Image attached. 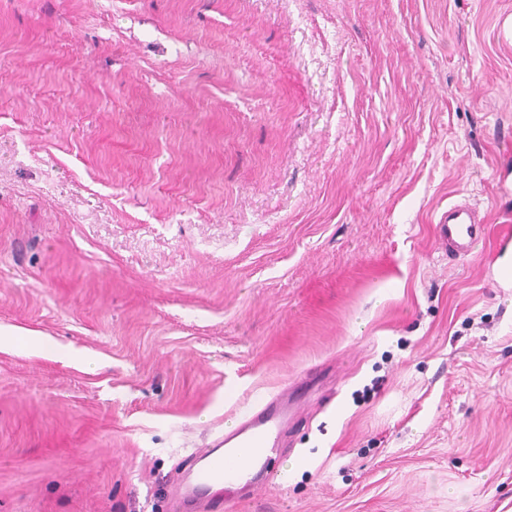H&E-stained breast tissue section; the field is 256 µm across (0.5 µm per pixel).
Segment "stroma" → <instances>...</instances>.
<instances>
[{
  "label": "stroma",
  "instance_id": "35a3bbf8",
  "mask_svg": "<svg viewBox=\"0 0 512 512\" xmlns=\"http://www.w3.org/2000/svg\"><path fill=\"white\" fill-rule=\"evenodd\" d=\"M505 15L0 0V512H168L278 394L302 469L237 512H512ZM458 196L438 221V239L448 254L473 258L488 224L487 211L468 196Z\"/></svg>",
  "mask_w": 512,
  "mask_h": 512
}]
</instances>
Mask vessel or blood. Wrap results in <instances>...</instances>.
<instances>
[{
    "label": "vessel or blood",
    "mask_w": 512,
    "mask_h": 512,
    "mask_svg": "<svg viewBox=\"0 0 512 512\" xmlns=\"http://www.w3.org/2000/svg\"><path fill=\"white\" fill-rule=\"evenodd\" d=\"M487 212L466 195H459L448 205L438 222V239L449 254L472 258L484 235ZM283 408L270 400L241 416L233 428L216 437L210 448L199 454L196 463L178 475V490L169 501L172 512L187 501L201 512H215L217 506L209 491L223 484L273 485L282 481L284 472L277 464Z\"/></svg>",
    "instance_id": "b4317fda"
}]
</instances>
